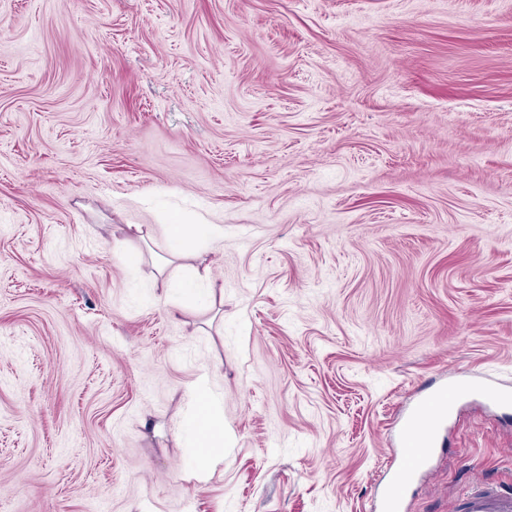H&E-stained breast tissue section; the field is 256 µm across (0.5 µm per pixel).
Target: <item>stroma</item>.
Instances as JSON below:
<instances>
[{
	"label": "stroma",
	"mask_w": 512,
	"mask_h": 512,
	"mask_svg": "<svg viewBox=\"0 0 512 512\" xmlns=\"http://www.w3.org/2000/svg\"><path fill=\"white\" fill-rule=\"evenodd\" d=\"M448 370L512 382V0H0V512H371ZM435 448L412 512L512 485V409ZM167 229L169 239L173 241L167 263L198 258L204 251L202 245L210 246L224 237V227L220 224H182L175 219ZM185 269H187L188 273L191 276V284L196 282L197 279V269L192 265H183ZM191 284L189 288H184V302H195L199 296H202L210 306H216V304L223 305L224 304V289L223 288H191ZM220 396L205 386L193 389L189 394V401L194 408V418L191 424L192 434L195 438V447L200 448L197 468L189 475V479L201 481L207 477L208 471L202 468L211 457L216 459L218 453L224 452V427L219 419L216 407L220 403Z\"/></svg>",
	"instance_id": "obj_1"
}]
</instances>
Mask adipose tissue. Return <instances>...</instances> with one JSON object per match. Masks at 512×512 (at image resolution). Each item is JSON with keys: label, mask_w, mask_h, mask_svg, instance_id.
I'll return each instance as SVG.
<instances>
[{"label": "adipose tissue", "mask_w": 512, "mask_h": 512, "mask_svg": "<svg viewBox=\"0 0 512 512\" xmlns=\"http://www.w3.org/2000/svg\"><path fill=\"white\" fill-rule=\"evenodd\" d=\"M168 236L172 242L170 257L180 261L200 257L204 246L223 239L224 228L219 224H184L177 220L169 225ZM189 401L194 409L191 430L200 463L192 477L200 481L208 474L207 460L221 453L224 445V427L217 412L220 397L201 385L190 392Z\"/></svg>", "instance_id": "obj_1"}]
</instances>
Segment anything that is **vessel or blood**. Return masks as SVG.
I'll return each mask as SVG.
<instances>
[{
	"instance_id": "obj_1",
	"label": "vessel or blood",
	"mask_w": 512,
	"mask_h": 512,
	"mask_svg": "<svg viewBox=\"0 0 512 512\" xmlns=\"http://www.w3.org/2000/svg\"><path fill=\"white\" fill-rule=\"evenodd\" d=\"M478 396L495 407L512 406V390L450 372L443 386L419 397L402 423V457L388 474L379 497V512H404L409 489L427 472L434 437L462 400ZM462 512H512V490L480 484L462 495Z\"/></svg>"
}]
</instances>
